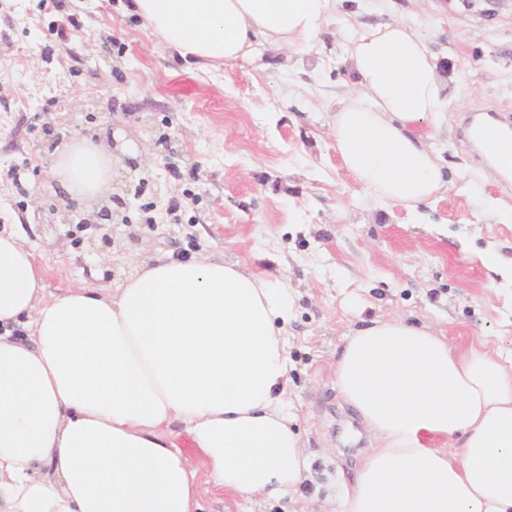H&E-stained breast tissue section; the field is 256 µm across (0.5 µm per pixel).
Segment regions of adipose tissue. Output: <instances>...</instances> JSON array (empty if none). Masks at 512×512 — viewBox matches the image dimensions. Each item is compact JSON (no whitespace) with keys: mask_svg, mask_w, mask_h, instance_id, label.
<instances>
[{"mask_svg":"<svg viewBox=\"0 0 512 512\" xmlns=\"http://www.w3.org/2000/svg\"><path fill=\"white\" fill-rule=\"evenodd\" d=\"M333 2L133 0V11L199 68H259L309 47ZM345 60L353 88L330 120L342 167L404 208L433 199L445 186L430 145L442 84L421 33L366 26ZM52 172L92 201L112 182V152L76 138ZM294 304L287 279L205 255L50 297L32 249L0 229V512H199L206 483L294 497L309 471L286 395ZM335 375L374 440L338 512H512V365L431 322L379 315L346 333ZM176 431L180 432V436L176 439L178 448L180 449L183 457L187 458L188 464L191 468L197 470L196 477L198 480H204V470L201 465V457L198 454V449L195 448L194 443L187 433L184 431V426L177 424L173 427Z\"/></svg>","mask_w":512,"mask_h":512,"instance_id":"adipose-tissue-1","label":"adipose tissue"}]
</instances>
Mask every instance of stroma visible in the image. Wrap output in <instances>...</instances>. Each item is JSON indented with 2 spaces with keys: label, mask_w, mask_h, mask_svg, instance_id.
<instances>
[{
  "label": "stroma",
  "mask_w": 512,
  "mask_h": 512,
  "mask_svg": "<svg viewBox=\"0 0 512 512\" xmlns=\"http://www.w3.org/2000/svg\"><path fill=\"white\" fill-rule=\"evenodd\" d=\"M392 19L420 29L444 86L431 145L450 189L413 211L359 185L329 128L352 87L348 41ZM491 112L512 116V0H335L303 63L204 71L166 48L130 0H0V225L35 248L53 296L166 251L287 277L288 395L309 475L294 503L210 490L201 506L331 512L368 447L333 372L349 327L412 315L512 361V282L484 264L491 249L512 258V178L462 134L470 115ZM84 123L105 145L135 141L146 123L172 139L169 151L150 143L114 157L115 178L134 189L118 213L75 200L51 174L45 125L66 143ZM105 234L107 264L90 246Z\"/></svg>",
  "instance_id": "35a3bbf8"
}]
</instances>
